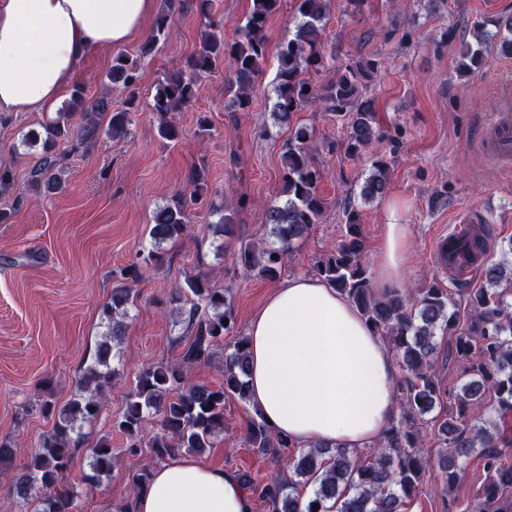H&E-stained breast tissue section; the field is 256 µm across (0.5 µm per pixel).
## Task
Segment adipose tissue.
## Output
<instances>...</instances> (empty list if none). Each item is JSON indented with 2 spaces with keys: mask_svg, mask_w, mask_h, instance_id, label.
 <instances>
[{
  "mask_svg": "<svg viewBox=\"0 0 512 512\" xmlns=\"http://www.w3.org/2000/svg\"><path fill=\"white\" fill-rule=\"evenodd\" d=\"M155 0H0V117L52 112L90 55L134 38ZM407 225L384 227L378 288L403 280ZM254 407L301 448L381 441L398 408L393 351L325 281L288 278L251 318ZM136 512H252L235 472L181 454L157 467Z\"/></svg>",
  "mask_w": 512,
  "mask_h": 512,
  "instance_id": "adipose-tissue-1",
  "label": "adipose tissue"
}]
</instances>
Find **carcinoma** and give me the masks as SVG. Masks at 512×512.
<instances>
[{
	"label": "carcinoma",
	"instance_id": "cac0c4a2",
	"mask_svg": "<svg viewBox=\"0 0 512 512\" xmlns=\"http://www.w3.org/2000/svg\"><path fill=\"white\" fill-rule=\"evenodd\" d=\"M296 25L291 37L281 41L275 51L277 72L273 83L271 115L279 126H290L295 113L316 105L326 111L345 113L350 124L346 151L357 154L382 138L375 125L372 101L361 97L360 78L368 76L376 63L358 61L347 65L336 78L316 84L310 75L330 67L324 49L325 19L330 0H294ZM284 0H252L245 22L236 28L233 39L213 24L201 34L199 45L186 61L185 68L169 72L159 79L146 102L158 119L159 137L172 143L180 137L173 113L180 111L195 96L198 81L224 72V97L230 112H247L251 104L254 80L268 57L265 28L268 19L280 12ZM183 0H164V8L155 16L149 36L134 56L118 53L105 74L104 83L130 90V97L119 110L102 95L87 97L86 87L73 86L65 108L42 125V132L24 139V144L41 145L38 160L25 189L16 196L21 202L31 191L52 195L64 189L61 157L58 149L73 140L81 145L95 144L100 134L112 138L126 136L130 113L138 106L135 91L140 80L141 61L154 55L159 43L167 40L172 16L182 10ZM486 48L484 25H476L475 43L460 49L461 66L470 70L480 66ZM81 122H71L74 113ZM109 118L107 127L101 126ZM310 134L296 127L282 154L281 196L262 204L264 223L270 225V237L255 243L236 236L231 217L222 204H211V213L220 216L211 225L213 233L233 243L236 262L249 274L274 278L293 252L294 244L305 238L311 227L320 223L325 202L319 193L322 172L311 163ZM388 162L382 156L371 160V172L362 194L375 198L385 193ZM12 165L0 161V192L14 189ZM208 192L205 168L195 166L185 189L170 202L157 207L149 224V249L113 276L110 303L103 308L105 331L96 346L92 362L80 377V391L61 406L46 401L41 411L55 418L42 438L40 451L25 472L13 482V494L30 512H71L77 497L75 487L64 481L75 451L83 444L82 423L95 418L103 408L104 388L112 383L111 361L121 358L114 342L124 334L129 310L136 304L132 284L139 281L149 266L165 260L164 245L188 234L190 207ZM487 240L463 239L459 251L468 260L485 254ZM316 275L345 295L362 313L374 331L387 338L405 371L400 386V414L385 430L382 440L367 451L355 448L315 445L293 451L287 436L275 432L261 416L251 419L249 445L253 448H277L288 455L293 478L257 480L240 475L246 488L271 507V512H403L432 469L431 460L421 451L419 424L426 421L443 399L436 379L434 355L437 332L454 337V358L465 365V378L455 398L457 413L438 427L439 440L446 453L437 462L442 490L451 492L473 456L480 459L484 479L475 492L471 512H512V462L505 448L512 438L504 435L498 420L512 415V303L506 290H497L503 280L500 263H484L481 273L487 287L466 294L470 323L462 326L450 310V295L442 288H418L404 291L387 288L376 294L363 257L359 214L348 215L346 234L335 251L322 258ZM230 286L215 288L203 273L185 277L172 289L170 302L182 317L184 331L172 340L180 348L176 364H149L136 375L125 396V407L113 421L115 431L127 440L134 453L142 445L143 432L150 419L157 418V430L149 447L155 459L164 462L181 453L202 456L212 447L215 437L224 433V400L236 397L250 403L248 382L250 354L247 337L236 328L229 307ZM228 324H223V321ZM224 347V383L210 386L188 382V370L209 362L219 347ZM109 439H100L89 449L92 476L101 477L112 470L114 457ZM312 487L311 495L305 489Z\"/></svg>",
	"mask_w": 512,
	"mask_h": 512
}]
</instances>
